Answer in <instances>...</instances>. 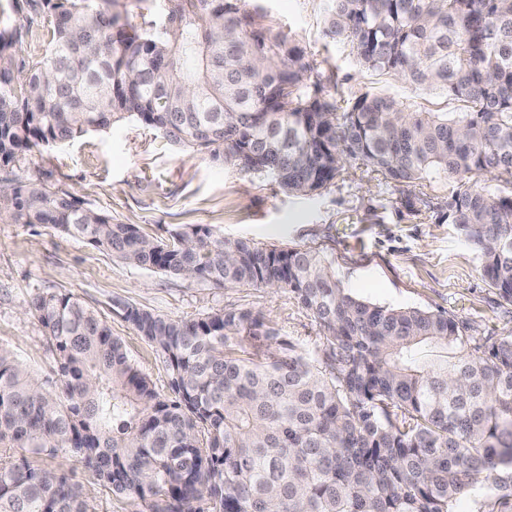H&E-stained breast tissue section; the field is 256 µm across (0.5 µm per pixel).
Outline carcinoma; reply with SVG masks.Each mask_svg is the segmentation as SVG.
<instances>
[{
  "label": "carcinoma",
  "instance_id": "obj_1",
  "mask_svg": "<svg viewBox=\"0 0 512 512\" xmlns=\"http://www.w3.org/2000/svg\"><path fill=\"white\" fill-rule=\"evenodd\" d=\"M30 0L50 45L27 69L0 19V170L129 118L170 143L315 195L349 165L398 184L465 176L448 209L480 271L512 303V0H328L325 33L361 65L439 90L463 112L362 93L343 111L304 79V50L241 0ZM487 174L508 186L477 189ZM45 224L124 263L224 287L281 288L312 314L314 355L257 316L172 318L132 304L162 358L156 391L122 340L69 293L30 310L55 355L42 382L0 347V512H94L47 457L80 460L148 512H454L477 484L512 506V336L469 352L453 317L352 296L311 248L166 239L37 179L0 187V215ZM277 349L264 355L263 348Z\"/></svg>",
  "mask_w": 512,
  "mask_h": 512
}]
</instances>
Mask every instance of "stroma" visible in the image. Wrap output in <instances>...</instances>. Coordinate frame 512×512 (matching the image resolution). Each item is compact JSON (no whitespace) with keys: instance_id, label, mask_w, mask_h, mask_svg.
<instances>
[{"instance_id":"35a3bbf8","label":"stroma","mask_w":512,"mask_h":512,"mask_svg":"<svg viewBox=\"0 0 512 512\" xmlns=\"http://www.w3.org/2000/svg\"><path fill=\"white\" fill-rule=\"evenodd\" d=\"M325 7L326 0H246L264 27L289 36L314 60L306 80L320 84L325 97L369 92L426 111H461V102L445 94L363 68L350 45L325 35ZM0 11L24 26L17 60H39L49 47L48 20L31 17L25 0H0ZM13 174L39 179L83 207L138 225L153 237L206 224L230 240L320 249L343 287L360 300L450 313L467 325L476 345L512 335V303L488 286L476 249L448 217V198L463 182L459 176L406 186L352 166L321 194L287 195L271 179L244 175L223 159L170 144L133 120L22 156ZM47 292L73 294L93 310L162 394L169 391L166 367L122 319L121 304L174 318L216 308L249 312L307 349L318 334L312 315L286 291L223 288L132 266L53 228L5 217L0 347L43 381L55 377L54 354L29 306ZM51 464L83 489L96 512H142L140 501L113 495L74 459L58 457Z\"/></svg>"}]
</instances>
